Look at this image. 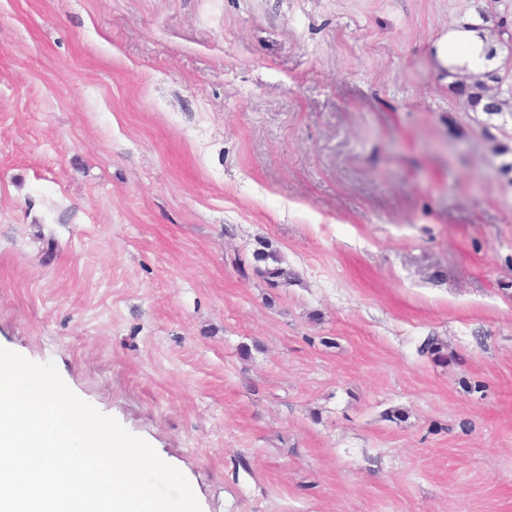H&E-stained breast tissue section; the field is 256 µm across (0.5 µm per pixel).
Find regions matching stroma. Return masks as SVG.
Returning a JSON list of instances; mask_svg holds the SVG:
<instances>
[{
    "label": "stroma",
    "mask_w": 512,
    "mask_h": 512,
    "mask_svg": "<svg viewBox=\"0 0 512 512\" xmlns=\"http://www.w3.org/2000/svg\"><path fill=\"white\" fill-rule=\"evenodd\" d=\"M481 3L0 0V347L202 512H512V112L439 57Z\"/></svg>",
    "instance_id": "1"
}]
</instances>
